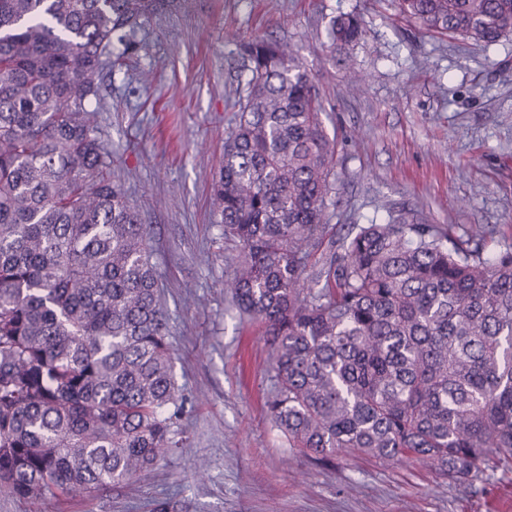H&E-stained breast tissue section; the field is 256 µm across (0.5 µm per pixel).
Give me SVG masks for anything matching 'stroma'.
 <instances>
[{"instance_id":"1","label":"stroma","mask_w":512,"mask_h":512,"mask_svg":"<svg viewBox=\"0 0 512 512\" xmlns=\"http://www.w3.org/2000/svg\"><path fill=\"white\" fill-rule=\"evenodd\" d=\"M341 13L365 26L356 92L327 39ZM138 37L146 50L104 74L97 123L151 227L186 398L182 445L135 490L52 498L44 512H512V490L492 480L467 490L420 462L344 451L316 461L289 448L264 407L269 348L224 289L231 245L211 217L244 92L242 44L258 37L288 42L321 97L336 138L326 217L337 232L407 208L458 236L485 225L488 252L512 245V36L486 46L432 34L393 0H188Z\"/></svg>"}]
</instances>
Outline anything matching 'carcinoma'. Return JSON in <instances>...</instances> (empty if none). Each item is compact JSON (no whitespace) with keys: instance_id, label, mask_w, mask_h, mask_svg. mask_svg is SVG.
Instances as JSON below:
<instances>
[{"instance_id":"cac0c4a2","label":"carcinoma","mask_w":512,"mask_h":512,"mask_svg":"<svg viewBox=\"0 0 512 512\" xmlns=\"http://www.w3.org/2000/svg\"><path fill=\"white\" fill-rule=\"evenodd\" d=\"M185 0H0V493L131 486L182 445L185 405L150 226L112 178L89 106L137 33ZM427 31L491 45L512 0H397ZM364 35L341 14L339 50ZM245 94L213 178L235 243L224 288L270 345L289 447L423 461L512 485V245L484 255L399 210L336 237V141L288 44H243Z\"/></svg>"}]
</instances>
